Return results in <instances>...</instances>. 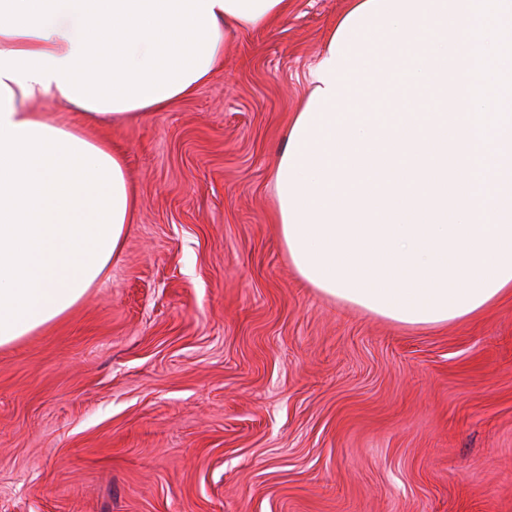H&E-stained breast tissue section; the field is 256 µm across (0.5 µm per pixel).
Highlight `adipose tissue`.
Wrapping results in <instances>:
<instances>
[{
  "label": "adipose tissue",
  "instance_id": "adipose-tissue-1",
  "mask_svg": "<svg viewBox=\"0 0 512 512\" xmlns=\"http://www.w3.org/2000/svg\"><path fill=\"white\" fill-rule=\"evenodd\" d=\"M291 5L0 0V347L78 304L134 219L87 122L170 109ZM310 83L272 175L298 276L421 329L512 295V0H348Z\"/></svg>",
  "mask_w": 512,
  "mask_h": 512
}]
</instances>
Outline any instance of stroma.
Here are the masks:
<instances>
[{
	"instance_id": "35a3bbf8",
	"label": "stroma",
	"mask_w": 512,
	"mask_h": 512,
	"mask_svg": "<svg viewBox=\"0 0 512 512\" xmlns=\"http://www.w3.org/2000/svg\"><path fill=\"white\" fill-rule=\"evenodd\" d=\"M346 6L295 0L192 97L93 127L136 218L101 284L0 348V512H512V300L407 328L309 288L273 223Z\"/></svg>"
}]
</instances>
